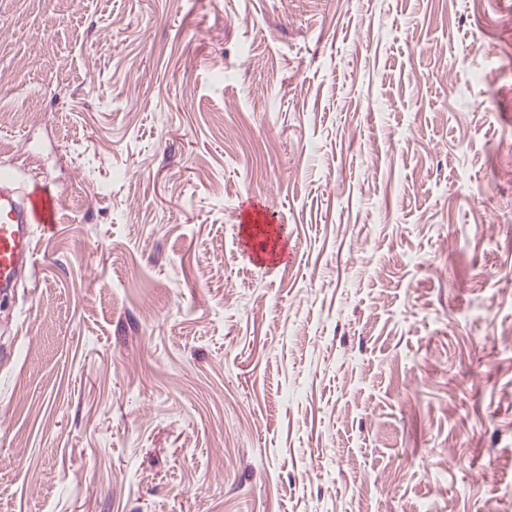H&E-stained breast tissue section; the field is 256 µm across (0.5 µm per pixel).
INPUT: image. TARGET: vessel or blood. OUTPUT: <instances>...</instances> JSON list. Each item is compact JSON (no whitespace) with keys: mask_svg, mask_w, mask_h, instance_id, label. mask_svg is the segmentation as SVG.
Segmentation results:
<instances>
[{"mask_svg":"<svg viewBox=\"0 0 512 512\" xmlns=\"http://www.w3.org/2000/svg\"><path fill=\"white\" fill-rule=\"evenodd\" d=\"M12 165L0 162V293L12 290L23 269L33 268L37 251L35 225L58 222L54 197L39 191L16 197Z\"/></svg>","mask_w":512,"mask_h":512,"instance_id":"1","label":"vessel or blood"}]
</instances>
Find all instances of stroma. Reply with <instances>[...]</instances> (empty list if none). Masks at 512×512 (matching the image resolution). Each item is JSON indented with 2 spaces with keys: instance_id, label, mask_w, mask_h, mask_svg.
<instances>
[{
  "instance_id": "35a3bbf8",
  "label": "stroma",
  "mask_w": 512,
  "mask_h": 512,
  "mask_svg": "<svg viewBox=\"0 0 512 512\" xmlns=\"http://www.w3.org/2000/svg\"><path fill=\"white\" fill-rule=\"evenodd\" d=\"M1 113L0 512H512V0H0ZM16 173L0 162V293L12 290L25 268H33L37 241L33 224L53 228L58 223L56 199L41 191L15 199Z\"/></svg>"
}]
</instances>
